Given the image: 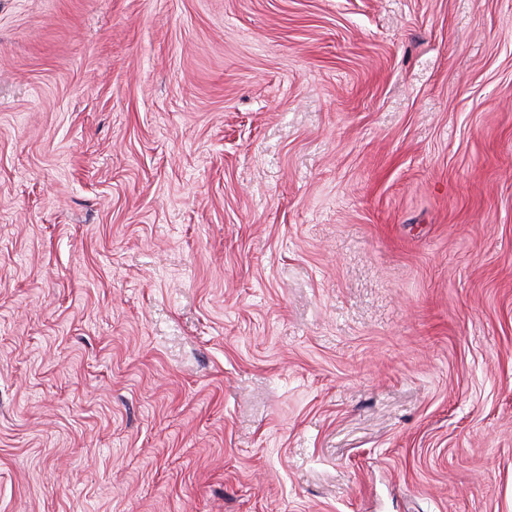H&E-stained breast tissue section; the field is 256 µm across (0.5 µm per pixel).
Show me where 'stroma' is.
<instances>
[{"mask_svg":"<svg viewBox=\"0 0 512 512\" xmlns=\"http://www.w3.org/2000/svg\"><path fill=\"white\" fill-rule=\"evenodd\" d=\"M0 512H512V0H0Z\"/></svg>","mask_w":512,"mask_h":512,"instance_id":"obj_1","label":"stroma"}]
</instances>
